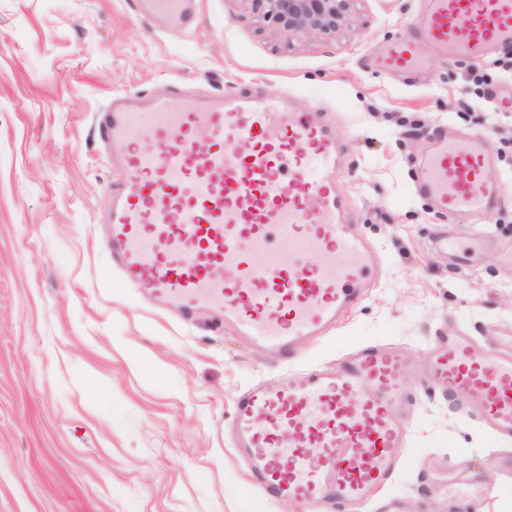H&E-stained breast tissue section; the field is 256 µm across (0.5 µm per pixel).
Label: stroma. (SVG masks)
<instances>
[{"mask_svg":"<svg viewBox=\"0 0 512 512\" xmlns=\"http://www.w3.org/2000/svg\"><path fill=\"white\" fill-rule=\"evenodd\" d=\"M143 0H0V512H313L268 501L224 435L235 396L363 344L416 365L433 336L466 331L483 350L512 329V266L493 250L461 268L438 255V226L469 242L512 243V118L470 80L512 100V73L419 51L412 81L380 72L425 0H354L328 35L287 36L262 0H193L181 33ZM257 86L319 112L342 148L336 192L383 258L367 297L282 363L208 312L182 318L126 282L101 243L122 170L91 127L111 96L173 88L204 96ZM486 134L501 202L456 224L415 189L417 161L442 126ZM416 405L401 467L379 499L449 512L448 470L469 478L475 512H512L501 443L411 378Z\"/></svg>","mask_w":512,"mask_h":512,"instance_id":"35a3bbf8","label":"stroma"}]
</instances>
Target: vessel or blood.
Wrapping results in <instances>:
<instances>
[{"instance_id":"b4317fda","label":"vessel or blood","mask_w":512,"mask_h":512,"mask_svg":"<svg viewBox=\"0 0 512 512\" xmlns=\"http://www.w3.org/2000/svg\"><path fill=\"white\" fill-rule=\"evenodd\" d=\"M189 2L148 0L176 32L189 22ZM420 40L445 56H490L512 44V0H428L377 67L419 68ZM94 126L104 146L124 153V189L104 217L108 250L130 282L149 284L162 303L187 314L210 308L288 360L338 326L377 276L379 253L343 221L334 185L341 152L317 113L259 90L207 98L175 91L145 109L130 96L111 100ZM141 129L150 139L144 150ZM488 163L484 137L444 130L419 165L418 190L440 212L476 219L499 204ZM276 228L287 230L289 253L317 254L318 263L281 264L269 246ZM435 247L466 267L481 245L442 234ZM413 370L397 350L367 344L335 369L247 388L233 427L251 483L272 501L358 512L393 478L408 444ZM426 372L450 407L512 442V331L480 353L472 336H436Z\"/></svg>"}]
</instances>
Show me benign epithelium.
Wrapping results in <instances>:
<instances>
[{"instance_id": "1", "label": "benign epithelium", "mask_w": 512, "mask_h": 512, "mask_svg": "<svg viewBox=\"0 0 512 512\" xmlns=\"http://www.w3.org/2000/svg\"><path fill=\"white\" fill-rule=\"evenodd\" d=\"M266 12L288 36L329 34L347 19L354 0H263Z\"/></svg>"}]
</instances>
